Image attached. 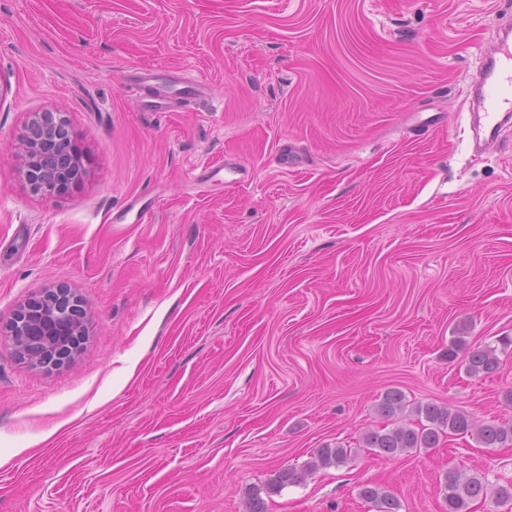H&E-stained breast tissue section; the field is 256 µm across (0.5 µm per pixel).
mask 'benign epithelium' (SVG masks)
Listing matches in <instances>:
<instances>
[{
    "label": "benign epithelium",
    "mask_w": 512,
    "mask_h": 512,
    "mask_svg": "<svg viewBox=\"0 0 512 512\" xmlns=\"http://www.w3.org/2000/svg\"><path fill=\"white\" fill-rule=\"evenodd\" d=\"M19 174L36 194L67 190L82 173L78 149L66 120L54 112H32L19 145ZM86 313L65 285L47 288L16 310L5 330L16 352L35 367H52L75 358L85 335Z\"/></svg>",
    "instance_id": "7a95c632"
}]
</instances>
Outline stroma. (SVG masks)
Returning a JSON list of instances; mask_svg holds the SVG:
<instances>
[{"label": "stroma", "instance_id": "35a3bbf8", "mask_svg": "<svg viewBox=\"0 0 512 512\" xmlns=\"http://www.w3.org/2000/svg\"><path fill=\"white\" fill-rule=\"evenodd\" d=\"M502 23L512 0H0V321L58 283L89 314L50 371L0 335V512H246L336 443L353 460L268 512H373L366 485L446 512L448 470L512 482V445H362L392 389L412 423L512 418V349L480 377L448 357L462 326L512 336V125L475 150L468 99ZM144 72L205 89L145 112ZM45 111L84 165L52 197L18 173ZM351 456V450L337 445L332 447L330 444L324 445L316 451L313 460L306 467L298 470L297 468H284L278 470L274 477L271 478L262 487H253L247 493V509L248 512H267L265 501L262 493L270 496V494L278 493L288 485H296L302 483L306 477L313 471L320 468L331 466H339L346 463Z\"/></svg>", "mask_w": 512, "mask_h": 512}]
</instances>
